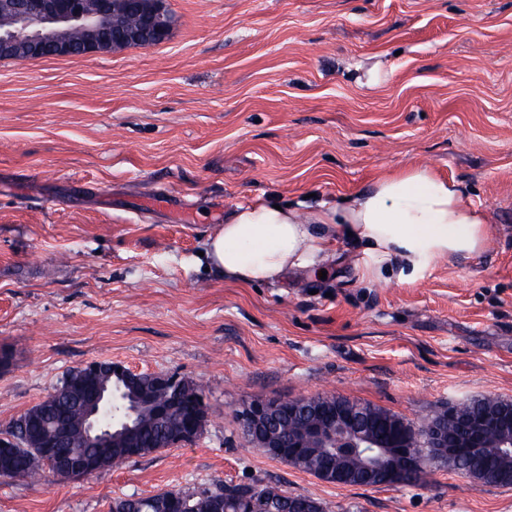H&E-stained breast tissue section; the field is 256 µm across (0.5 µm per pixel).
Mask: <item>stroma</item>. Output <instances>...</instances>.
<instances>
[{
    "instance_id": "1",
    "label": "stroma",
    "mask_w": 512,
    "mask_h": 512,
    "mask_svg": "<svg viewBox=\"0 0 512 512\" xmlns=\"http://www.w3.org/2000/svg\"><path fill=\"white\" fill-rule=\"evenodd\" d=\"M169 39L0 59V430L92 361L202 385L194 442L98 475L0 477V512L278 482L324 512H512V487L440 465L336 486L252 447L251 401L333 394L420 424L512 400V0H166ZM409 165L459 182L486 248L406 283L240 288L202 252L237 205L315 206ZM169 204L154 208L151 197ZM506 401L508 400L488 397L462 402L455 408L456 416L458 418L492 416L501 412Z\"/></svg>"
}]
</instances>
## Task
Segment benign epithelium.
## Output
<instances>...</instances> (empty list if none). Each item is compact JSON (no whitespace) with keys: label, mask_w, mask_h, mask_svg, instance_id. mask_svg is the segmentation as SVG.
<instances>
[{"label":"benign epithelium","mask_w":512,"mask_h":512,"mask_svg":"<svg viewBox=\"0 0 512 512\" xmlns=\"http://www.w3.org/2000/svg\"><path fill=\"white\" fill-rule=\"evenodd\" d=\"M141 23L136 28H120L113 23L115 14L112 0H0V51L8 53L22 48L28 53H49L51 57L94 55L112 50V44L100 41L95 33L121 30L115 44L127 41L159 44L171 34L165 0H139ZM105 369L112 375L135 376L137 372L114 363L105 368L98 362L83 367L86 374H97ZM156 386L168 393L160 412L174 411L181 400L178 378L167 373L152 375ZM325 409L323 397L317 395L284 400L280 398L254 401L239 412L246 437L259 442L276 459H291L304 448H333L346 444L350 448L365 449L363 470L372 475L392 471L393 458L405 463L406 472L414 475L422 468V460L404 451L410 435L407 424L395 422L398 430L392 441H381L370 429L359 423L354 411L336 400L328 419L321 423L318 414ZM137 404L122 394L107 388L96 390L85 403L83 439L87 446L101 448L116 434L130 435L134 430ZM299 413L310 415L298 432L284 435L278 424ZM488 420L468 418L462 421L461 431L448 429V422L424 424L423 439L435 450L436 459L454 457L461 448H480Z\"/></svg>","instance_id":"benign-epithelium-1"}]
</instances>
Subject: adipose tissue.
Here are the masks:
<instances>
[{"mask_svg":"<svg viewBox=\"0 0 512 512\" xmlns=\"http://www.w3.org/2000/svg\"><path fill=\"white\" fill-rule=\"evenodd\" d=\"M489 226L459 183L424 165L376 178L346 199L304 209L276 198L237 206L207 243L225 280L274 284L291 270L321 271L343 242L362 279L410 282L438 261L482 251Z\"/></svg>","mask_w":512,"mask_h":512,"instance_id":"1","label":"adipose tissue"}]
</instances>
